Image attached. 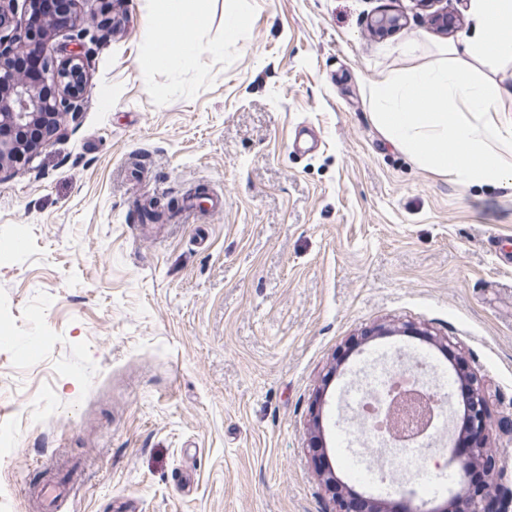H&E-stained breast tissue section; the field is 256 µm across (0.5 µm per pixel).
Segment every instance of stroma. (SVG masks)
Wrapping results in <instances>:
<instances>
[{"label":"stroma","mask_w":512,"mask_h":512,"mask_svg":"<svg viewBox=\"0 0 512 512\" xmlns=\"http://www.w3.org/2000/svg\"><path fill=\"white\" fill-rule=\"evenodd\" d=\"M417 0H210L190 55L141 68L155 0H80L88 91L0 178V512L49 459L74 512H333L349 370L380 323L486 393L512 512V186H463L377 128L371 85L481 37ZM247 10L224 41L229 8ZM403 15L380 34L371 16ZM218 191L224 212L172 217Z\"/></svg>","instance_id":"obj_1"}]
</instances>
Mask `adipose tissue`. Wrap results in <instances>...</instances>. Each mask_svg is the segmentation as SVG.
Returning a JSON list of instances; mask_svg holds the SVG:
<instances>
[{
  "mask_svg": "<svg viewBox=\"0 0 512 512\" xmlns=\"http://www.w3.org/2000/svg\"><path fill=\"white\" fill-rule=\"evenodd\" d=\"M208 2L158 0L152 23H176L184 36L162 41L143 67H166L192 52L185 34L204 24ZM474 13L482 37L464 44L463 52L481 55L487 66L512 56V0H475ZM370 95L377 128L417 163L463 185L512 180V123L498 117L504 102H512V85L487 83L479 70L444 60L389 73L372 84ZM425 101L430 111L420 110Z\"/></svg>",
  "mask_w": 512,
  "mask_h": 512,
  "instance_id": "ef3b65f1",
  "label": "adipose tissue"
}]
</instances>
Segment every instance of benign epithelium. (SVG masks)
I'll return each mask as SVG.
<instances>
[{
  "mask_svg": "<svg viewBox=\"0 0 512 512\" xmlns=\"http://www.w3.org/2000/svg\"><path fill=\"white\" fill-rule=\"evenodd\" d=\"M17 0H0V173L30 166L34 156L50 144L65 115L74 110L86 92L87 57L81 52L86 31L78 27L79 18L70 0L71 24L69 40L58 44L45 59L43 78L33 83L20 76L11 60L28 52V41L34 30L52 37L59 23L43 16L38 0H25L24 27L9 28V15ZM402 18L382 13L373 20V27L387 32L401 26ZM472 386L470 415L480 432L487 430L485 391L478 379L469 376ZM395 437L427 432L435 418L430 396L408 393L395 397L386 408ZM371 512H501L498 491L486 487L483 495H470L464 490L455 493L441 508H429L427 503H415L404 498L393 508L376 502Z\"/></svg>",
  "mask_w": 512,
  "mask_h": 512,
  "instance_id": "1",
  "label": "benign epithelium"
}]
</instances>
